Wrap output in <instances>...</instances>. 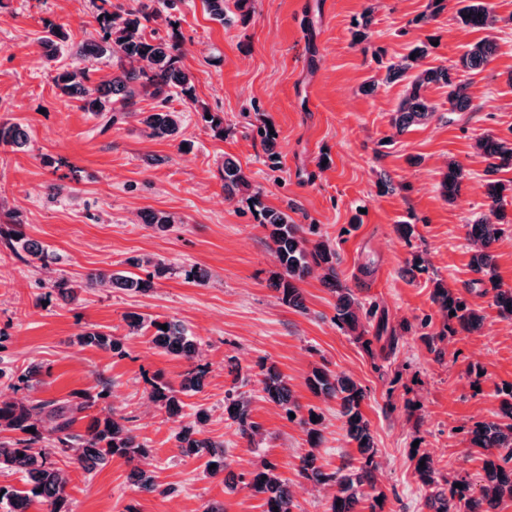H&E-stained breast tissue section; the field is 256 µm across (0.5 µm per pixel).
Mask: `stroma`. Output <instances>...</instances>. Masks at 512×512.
Returning a JSON list of instances; mask_svg holds the SVG:
<instances>
[{"mask_svg": "<svg viewBox=\"0 0 512 512\" xmlns=\"http://www.w3.org/2000/svg\"><path fill=\"white\" fill-rule=\"evenodd\" d=\"M492 2L500 18L497 53L466 78L476 111H449L447 88L432 86L426 95L436 117L400 135L391 114L405 85L384 83L382 64L429 36L435 46L426 66L457 60L481 37L457 23L459 0H448L423 26L416 19L429 0H250L249 17L228 27L209 19L202 0H185L177 33L196 101L172 99L183 122L180 141L171 142L149 137L134 118L100 132L78 101L59 96L56 67L79 61L64 54L46 62L44 25L62 24L70 44H79L98 28L100 0H0V122L23 123L29 132L24 149L0 146V399L66 400L104 387L107 397L85 411L76 431L111 412L147 448L90 472L59 457L69 473L71 512H204L211 505L264 512L243 480L266 459L296 512H329L337 489L302 478L301 456L315 451L330 473L360 454L336 400L307 385L317 367L350 376L366 392L361 410L376 451L381 512H428L415 470L419 453L439 475L477 481L482 457L464 429L498 420L497 391L512 384V320L492 306L469 267L468 225L486 210V186L512 180V171L487 173L474 148L487 133L512 138V0ZM365 13L369 39L358 43L354 23ZM370 80L378 89L363 93ZM205 111L222 118V129L202 120ZM150 156L158 164H147ZM228 156L266 205L315 225L335 245L341 282L370 310L364 326L371 345L337 326L335 298L319 276L301 283L303 308L279 302L264 228L245 197L224 195ZM47 157L53 166L44 165ZM451 160L466 171L453 203L439 189ZM52 184L61 186V197L50 195ZM148 209L170 214L172 228L142 224ZM400 224L412 225L410 238L397 232ZM16 228L45 247L44 261L24 262L6 247ZM136 259L167 268L148 292L97 286L71 304L46 296L62 274L145 275L144 267L132 268ZM193 266L207 272L205 282L186 278ZM438 283L480 311L476 332L430 342L443 323L431 300ZM130 312L147 322L139 334L127 332ZM154 319L182 324L200 343L208 373L201 391L184 395L183 415L189 421L208 411L205 435L223 443L236 488L182 454L177 423L148 397L154 376L175 386L188 368L152 345ZM91 326L123 338L124 355L79 345L76 334ZM31 365L42 369L33 388L18 381ZM266 366L287 380L299 405L295 418L267 400ZM230 391L251 402L254 442L224 414ZM312 411L322 418L316 449L303 423ZM137 467L170 495L133 485Z\"/></svg>", "mask_w": 512, "mask_h": 512, "instance_id": "stroma-1", "label": "stroma"}]
</instances>
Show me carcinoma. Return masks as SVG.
<instances>
[{"mask_svg":"<svg viewBox=\"0 0 512 512\" xmlns=\"http://www.w3.org/2000/svg\"><path fill=\"white\" fill-rule=\"evenodd\" d=\"M183 0H158L159 7L152 8L144 0H133V5L113 12L108 8L109 0H101L96 21L99 30L96 35L84 41L74 55L84 62L104 57L120 61L112 77L89 87L85 84L88 70L59 69L54 84L64 98L82 102L83 111L102 122L107 130L124 118L135 115L156 139H172L181 129V113L168 107L172 95H178L184 102L195 101L194 77L182 60L176 33L168 37L155 34L146 37V23L158 14L166 13L167 25L174 27L175 13L180 11ZM247 0H203L209 18L224 25L230 21L234 11H241ZM456 20L466 28L492 31L499 22L490 0H466L457 10ZM66 35L62 27L53 22L45 25V36L40 41L45 59L54 61L61 51ZM432 43L415 42L409 54L385 65L386 84L407 81L406 92L392 118V126L399 134L410 127L431 120L436 106L426 97L431 85L448 88V111L471 112L474 110L468 84L458 79L461 72H476L484 69L497 51L496 41L487 36L469 48L449 66L428 67L412 75L410 71L431 53ZM148 96L156 105L148 112L136 110L137 100ZM28 144L27 129L20 123H0V145L22 149ZM475 148L490 173L512 170V140L492 134H485L476 141ZM465 177L464 167L448 161L440 182L442 197L453 203L459 196ZM512 192V182L491 181L486 190V212L468 225V236L474 246L469 266L483 275L480 282L487 285L485 294L491 296L492 304L501 315L512 317V289L499 284L493 263L491 247L504 234L502 225L506 220L507 192ZM224 192L229 197L247 196L252 207L259 212L261 224L267 231L275 259L279 266L271 286L277 292V299L284 305L301 308L302 295L299 284L314 272H321L323 286L336 297L334 320L336 325L356 334L359 340L366 333L362 323L363 305L351 289L342 285L336 265V248L327 240H311L316 234L315 225L297 224L288 212L270 208L262 201V193L253 188L240 164L231 157L224 158ZM142 223L148 227L165 231L172 224L171 217L163 211H146L141 215ZM7 245L19 258L27 255L43 259L42 245L16 232L7 239ZM165 268L154 265V271L141 277L132 272L110 271L89 274L83 279L69 276L58 277L51 285L52 292L64 301H77L82 291L95 285L147 292L153 286V279L164 274ZM432 300L445 319L444 329L431 340H443L451 334L476 331L483 316L472 308L466 299L438 283L432 292ZM155 331L152 344L164 353L192 363L185 371L179 387L160 380L151 383L149 399L163 409L168 418L179 423L176 438L181 453L187 457L207 458V474L218 476L227 469L223 445L204 436L208 413L200 410L191 421L184 422L181 395L201 388L207 374V367L197 363L200 351L197 340L188 335L176 322H152ZM83 346H91L117 355L125 353L121 339L94 328L83 330L77 335ZM263 390L267 398L284 409L294 413L298 405L293 399L287 381L274 367L262 369ZM309 389L319 395L334 398L339 402L347 435L355 442L361 461L354 466L347 461L337 471L327 473L316 465L313 449L321 442L319 419L307 418L310 444L301 459L299 474L317 484L338 486L330 512H355L364 489L376 490L377 463H375L373 440L369 423L365 419L361 404L365 399L364 389L349 376L333 373L317 367L307 378ZM107 388L96 394L82 393L75 400H43L35 403L23 400H0V430L18 434L16 438L0 439V469L21 471L25 474L29 489L18 491L0 487V504L7 505V512H29L38 504L41 512H69L67 486L69 478L58 466L56 455L73 452L72 459L84 470H92L107 463L114 456L133 459L145 453L144 444L115 416L105 415L91 420L82 434L72 432L77 415L91 408L97 400L106 397ZM502 400L500 413L510 419L508 423L498 421H475L467 428L470 446L481 450L483 456L482 484L475 488L466 479L435 477L430 459L422 454L418 461L423 467L416 468L419 480L427 489L425 506L433 512H497L502 499L512 498V391H499ZM224 414L238 425L241 436L247 441L254 440L258 426L251 421L249 403L241 396L228 393L224 399ZM35 432H29V429ZM135 485L160 495H168L172 488H162L154 478L142 470L131 472ZM461 487H456V484ZM245 486L257 495L263 496L264 512H294L297 508L287 485L276 473V464L263 461L250 473Z\"/></svg>","mask_w":512,"mask_h":512,"instance_id":"1","label":"carcinoma"}]
</instances>
